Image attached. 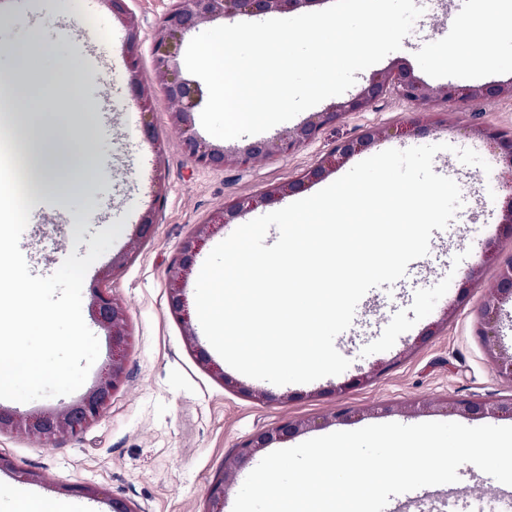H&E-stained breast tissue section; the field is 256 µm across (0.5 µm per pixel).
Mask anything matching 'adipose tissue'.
<instances>
[{
	"instance_id": "adipose-tissue-1",
	"label": "adipose tissue",
	"mask_w": 512,
	"mask_h": 512,
	"mask_svg": "<svg viewBox=\"0 0 512 512\" xmlns=\"http://www.w3.org/2000/svg\"><path fill=\"white\" fill-rule=\"evenodd\" d=\"M506 19H512V0H479L476 16L460 31L458 48L448 54L434 55V64L447 69L478 68L491 63L494 52L490 33ZM85 78L84 71L65 63L46 72L42 78L44 109L63 110L68 118L67 123L56 128L61 147L55 152L44 151L40 145L29 98L9 85H0V142L9 145L12 157L23 158L28 168L36 172L40 178V193L61 195L67 192V185L58 181L57 173L69 167L74 158L82 156L84 140L99 126L98 105L88 101L80 91Z\"/></svg>"
}]
</instances>
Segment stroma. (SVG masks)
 <instances>
[{
  "label": "stroma",
  "instance_id": "stroma-1",
  "mask_svg": "<svg viewBox=\"0 0 512 512\" xmlns=\"http://www.w3.org/2000/svg\"><path fill=\"white\" fill-rule=\"evenodd\" d=\"M73 2L84 27L105 35L97 43L104 63L82 93L90 101L113 105L112 132L98 134L95 142L96 155H111L112 164L90 166L81 188L68 193L58 211H41L39 221L27 225L20 248L31 274L48 276L70 253L85 256L101 229L122 224L120 236L90 266L84 282L100 283L127 308L132 335L127 378L102 418L78 436L48 442L27 434L0 435V456L13 463L0 471V486L20 485L50 499L78 502L82 496L70 492V485H91L100 491L92 500L94 512H108L106 500L112 496L130 501L138 512H210L211 489L223 479L226 461L257 431L287 420L316 421V428L290 438L294 446L384 423L387 418L376 412L382 404H434L430 413L390 418L413 425L448 421L443 408L451 401L512 399V380L498 373L478 334L481 303L496 283L497 265L512 258V239L503 237L500 226L503 197L498 191L512 174L496 164L489 145L472 132L477 125L512 130V101L463 107L410 105L388 98L370 111L324 127L290 155L214 171L183 154L155 78L151 43L170 0H127L123 19L112 15L105 0ZM422 7L401 49L357 73V86L402 67L434 86L512 80V30L506 29L493 36L496 53L488 68L435 71L433 52L456 48L457 35L476 13L478 0H423ZM13 13L11 22L0 24V79L29 85L37 83L41 70L61 62L85 68L77 49L84 41L81 29L65 23L58 5L39 16L48 50L31 53L27 66H19L10 48L29 40L31 25L24 13ZM132 29L139 36V76L154 102L150 138L128 85L123 48ZM419 119L427 121V134L386 139L373 145L372 153L452 145V152L435 155L433 169L458 184L463 205L448 227L431 238L428 254L408 264L402 279L392 287L376 288L375 301L358 313L353 335L338 345L350 361L346 377L369 371L371 381L339 394L333 376L276 386L241 374L240 389L225 387L197 362L169 310L171 269L182 241L225 202L257 197L272 184L294 179L361 129L393 128ZM459 148L476 151L490 162V171L462 164L455 154ZM148 210L154 213L153 234L133 244L135 228ZM490 240L499 244L497 264L484 266L471 291L459 296L466 273L478 264ZM126 251L132 252V260L111 269L113 255ZM437 320L442 323L438 333L418 343L422 330ZM342 410L355 411V419L322 425L323 417Z\"/></svg>",
  "mask_w": 512,
  "mask_h": 512
}]
</instances>
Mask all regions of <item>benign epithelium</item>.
I'll use <instances>...</instances> for the list:
<instances>
[{"mask_svg": "<svg viewBox=\"0 0 512 512\" xmlns=\"http://www.w3.org/2000/svg\"><path fill=\"white\" fill-rule=\"evenodd\" d=\"M320 0H176L162 17L152 45V57L156 78L163 92V102L173 125L181 135L182 149L195 162L214 171L238 167L271 155H288L310 142L327 125L336 122L351 112H367L381 99L393 96L413 105L431 103H467L470 101L512 100V81L488 83L474 86H432L416 76L413 70L401 67L395 72L375 75L357 94L337 103L331 110L315 112L304 123L276 136L271 140L250 143L232 152L203 140L195 131L194 110L201 103L203 92L198 83L185 78L179 62L180 48L186 35L201 24L237 15L259 16L270 13H297ZM131 59L130 89L133 104L146 116L153 112V101L139 78L136 67L138 40L136 31H131L125 47ZM426 124L418 120L392 130L366 128L354 137L336 144L325 159L306 169L296 179L269 187L260 197H245L224 205L221 211L207 222L198 225L196 231L185 238L179 248V256L171 271L168 303L171 314L182 323L184 334L196 360L224 385L243 393L250 390L224 374V368L213 363L207 352L199 347L191 324L187 300L182 283L192 272L196 256L209 238L215 226L230 224L239 215L260 204H271L287 195L306 190L310 185L323 180L350 158L369 149L386 137H415L424 134ZM474 133L494 145L497 161L502 167L512 169V134L491 127H477ZM503 206L501 224L512 237V183L502 186ZM154 214L146 212L136 225L135 238L145 241L151 237ZM495 246L487 243L479 263L466 276L461 295L470 291L473 282L485 263L494 259ZM512 303V259L502 268L496 286L485 296L481 307L479 335L483 337L487 350L495 359L499 372L512 379V352L499 349V319L502 307ZM88 311L91 318L106 332L112 347V359L93 386L74 403L59 409L44 411L32 418L0 408V435L26 431L45 440L75 437L97 422L112 403V397L126 379V357L129 349V325L126 308L112 295L100 288H90ZM446 411L457 413L471 420L488 417L512 419V400L507 402L474 401L449 403ZM315 425L313 421L290 420L274 428L253 435L224 467V480L212 498L224 499L226 488L231 484L236 471L252 462L254 457L271 445L294 437Z\"/></svg>", "mask_w": 512, "mask_h": 512, "instance_id": "7a95c632", "label": "benign epithelium"}]
</instances>
